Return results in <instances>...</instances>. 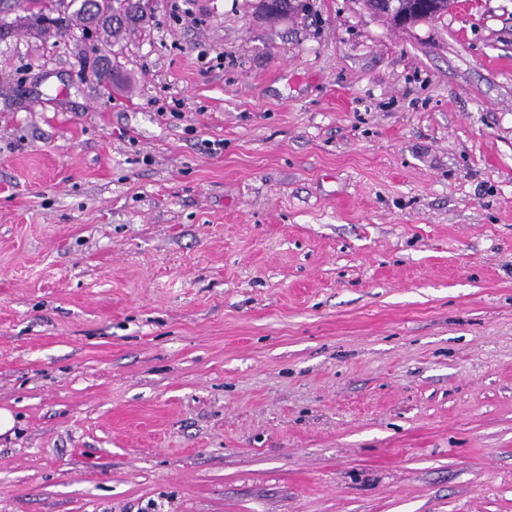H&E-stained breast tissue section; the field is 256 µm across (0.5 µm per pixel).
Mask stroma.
Listing matches in <instances>:
<instances>
[{
  "label": "stroma",
  "instance_id": "obj_1",
  "mask_svg": "<svg viewBox=\"0 0 512 512\" xmlns=\"http://www.w3.org/2000/svg\"><path fill=\"white\" fill-rule=\"evenodd\" d=\"M257 2L0 39V512H512V0Z\"/></svg>",
  "mask_w": 512,
  "mask_h": 512
}]
</instances>
